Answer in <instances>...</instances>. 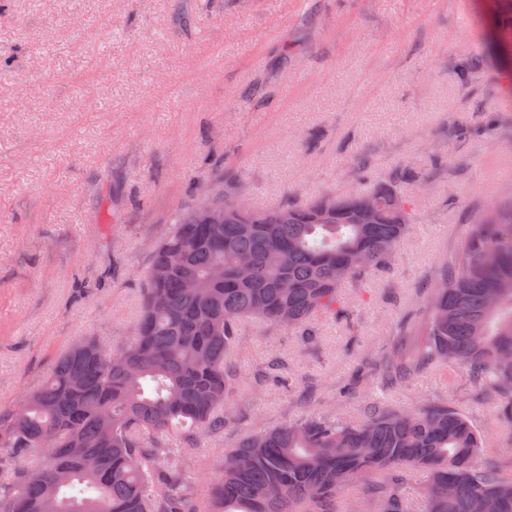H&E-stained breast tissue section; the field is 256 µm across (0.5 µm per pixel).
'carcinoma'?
<instances>
[{
  "mask_svg": "<svg viewBox=\"0 0 512 512\" xmlns=\"http://www.w3.org/2000/svg\"><path fill=\"white\" fill-rule=\"evenodd\" d=\"M199 185L211 204L241 195ZM364 208L373 223H358ZM493 209L440 270L414 333L381 358L380 379L393 388L444 365L500 400L512 428V196ZM415 220L414 197L396 184L228 210L220 224L193 205L176 213L152 243L132 338L70 344L49 377L0 410V512H336L358 481L372 487L374 512H484L489 497L512 512V472L465 416L378 403L358 422L308 416L245 437L205 476L199 504L191 450L234 421L240 325L310 335L315 316L336 314L343 284L389 269ZM243 258L251 272L240 281ZM417 469L428 480L414 494Z\"/></svg>",
  "mask_w": 512,
  "mask_h": 512,
  "instance_id": "cac0c4a2",
  "label": "carcinoma"
}]
</instances>
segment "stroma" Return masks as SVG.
Listing matches in <instances>:
<instances>
[{
    "mask_svg": "<svg viewBox=\"0 0 512 512\" xmlns=\"http://www.w3.org/2000/svg\"><path fill=\"white\" fill-rule=\"evenodd\" d=\"M293 2L0 0V409L69 343L129 340L150 241L202 201L191 177L271 208L414 169L428 182L409 187L418 221L389 272L344 284L311 338L242 323L237 420L194 454L204 472L262 427L443 402L511 468L498 400L434 365L385 390L377 362L424 318L474 221L512 192V59L488 56L512 12L504 0ZM273 357L284 376L255 383Z\"/></svg>",
    "mask_w": 512,
    "mask_h": 512,
    "instance_id": "stroma-1",
    "label": "stroma"
}]
</instances>
